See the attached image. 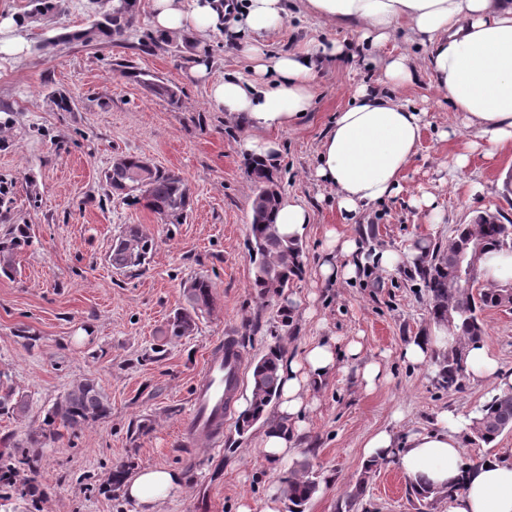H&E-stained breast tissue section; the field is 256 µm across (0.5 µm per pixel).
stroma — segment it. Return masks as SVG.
Masks as SVG:
<instances>
[{
  "label": "stroma",
  "mask_w": 512,
  "mask_h": 512,
  "mask_svg": "<svg viewBox=\"0 0 512 512\" xmlns=\"http://www.w3.org/2000/svg\"><path fill=\"white\" fill-rule=\"evenodd\" d=\"M288 19L265 40L269 50L299 51L317 39L351 44L350 29L305 12L303 0H288ZM32 0H0V20H20L23 49L0 52V107L14 123L0 136V237L16 225L30 244L15 257L13 276L0 275V381L23 397L19 413L0 414V453L34 461L33 494L0 482V512H140L112 471L164 467L181 472V491L157 512H236L240 499L261 505L281 490L301 461L319 474V489L306 512H344L347 493L361 477L362 446L374 432L431 425L437 414L473 411L496 388L466 382L450 391L435 368L407 364L402 348L432 322L419 270L400 266L381 275L367 269L355 281L319 284L318 261L325 232L359 237L364 247L401 251L421 239L447 245L457 225L479 213L512 220V149L486 157L469 153L456 185L446 164L465 150L467 135L448 141L437 133L454 117L420 63L425 47L398 33L391 52L407 53L418 68L411 83L394 88L401 102L426 110L430 125L399 193L343 220L327 189L311 177L320 138L348 105L360 84L382 88L380 70L364 58L329 61L316 81L315 105L295 127L277 132L281 151L273 165L283 198L308 205L314 222L302 238L304 272L293 286L304 303L281 324L276 306L263 303L251 286L253 261L248 225L255 186L240 149L244 131L233 116L208 99L210 82L225 74H248L249 60L224 37L181 32L156 36L151 0H140L134 30L112 45L73 40L53 51L46 38L85 28L112 0H65L64 10L29 19ZM206 44V77L190 72L199 44ZM135 71L179 89L178 105L151 95L132 79ZM74 100L57 111L52 93ZM466 151V150H465ZM135 154L179 173L192 192L186 223L163 224L147 209L108 198L103 171ZM435 196L439 223H430L413 203ZM129 224L154 235L157 248L139 276L117 274L108 262L112 241ZM214 284V305L186 337L162 341L169 316L183 307L186 280ZM483 343L512 372V309L482 315ZM236 336L243 356L238 393L250 389L253 360L270 347L296 355L324 336L360 340L366 358L383 361L388 378L374 391L360 385L356 366L341 360L338 371L311 392L315 406L287 464L264 462L261 425L238 436L235 418L224 423L221 447L186 443L179 428L210 351L225 335ZM163 357H155V344ZM94 379L107 393L105 418L73 431L46 420L57 398L73 383ZM358 512H420L396 463L371 475Z\"/></svg>",
  "instance_id": "35a3bbf8"
}]
</instances>
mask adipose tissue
<instances>
[{
	"mask_svg": "<svg viewBox=\"0 0 512 512\" xmlns=\"http://www.w3.org/2000/svg\"><path fill=\"white\" fill-rule=\"evenodd\" d=\"M305 8L319 19L356 29L357 47L314 40L298 52L263 50L259 39L283 26L288 0H240L230 12L222 0H152L150 23L162 35L184 29L203 36L227 25L230 38L250 60L252 75L230 74L211 82L209 99L246 129L240 148L247 156H276V133L296 126L313 107L323 60L377 50L402 26L426 47L433 86L455 116V126L440 131V138L466 130L471 136L469 150H483L488 157L512 147V0H306ZM427 126L425 111L379 90L357 87L350 104L323 135L314 177L329 189L341 214L384 202L400 190ZM326 251L318 275L321 282L336 283L354 279L358 268L370 264L382 273L403 264L420 265L429 248L421 242L403 253L385 250L369 256L359 238L331 229ZM457 341L454 329L435 322L410 337L402 354L411 365L427 366ZM362 351L359 341L340 349L329 339L310 344L301 354L282 356L275 414L259 438L266 463L282 465L293 455L311 409L308 392L336 370L339 359L360 363L365 390H374L385 380L382 363L364 359ZM466 362L471 380L493 383L501 393L512 392V373L503 371L483 344L470 346ZM469 425L468 416L445 411L432 427L403 437L388 429L375 432L362 454L369 460L395 458L407 481L426 480L442 488L460 475L462 441ZM182 484L176 471L143 468L125 479L124 492L142 512H155L157 503ZM448 512H512V460L494 458L474 470L465 490L449 498Z\"/></svg>",
	"mask_w": 512,
	"mask_h": 512,
	"instance_id": "ef3b65f1",
	"label": "adipose tissue"
}]
</instances>
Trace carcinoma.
<instances>
[{
	"label": "carcinoma",
	"instance_id": "cac0c4a2",
	"mask_svg": "<svg viewBox=\"0 0 512 512\" xmlns=\"http://www.w3.org/2000/svg\"><path fill=\"white\" fill-rule=\"evenodd\" d=\"M136 16L137 10L133 9L129 0H115L112 9L101 18L91 21L76 34H63L48 39L44 48L70 39L87 44H110L125 35L134 25ZM131 76L150 94L165 98L172 105L179 102L177 88L159 77L142 72H133ZM248 176L256 187L249 227L250 248L255 255L252 287L264 301H278L303 273V242L299 238L282 235L275 224L282 193H265L268 187L277 183L272 169L261 161L253 160L248 165ZM104 181L108 197L117 198L127 206L141 205L162 224H183L188 218L191 196L186 180L174 171L157 166L144 170L140 156L128 154L120 157L104 172ZM473 241L483 244L484 253L491 249L512 252V221L505 224L496 217L487 220L479 215L467 224L458 225L448 246L434 247L430 263L421 270L432 319L446 322L448 318H453L451 327L455 328L459 336L458 345L436 359L440 384L450 391H459L464 386L465 346L484 336L483 312L499 307L496 289L482 288L475 292L455 279L454 259ZM28 244L29 240L25 236H13L0 241V270L3 273L13 271L15 253ZM155 249L156 241L152 235L138 224H128L112 241L109 262L115 269L132 276L138 275L146 270ZM184 294L187 305L169 318L163 331L165 336L181 338L192 334L200 316L211 309L213 284L208 279L195 277L185 282ZM279 357L280 349L275 346L255 361L252 371L253 406L248 412L239 415V434H245L262 420L269 407L275 403ZM23 408L24 400L16 397L12 387L0 388V412H20ZM109 409L107 394L94 380L86 378L72 384L54 403L51 420H58L71 429H79L105 417ZM505 432H512V397L494 394L473 411L467 439L473 444L489 445ZM389 463L388 459L366 463L355 490L345 502L346 512H354L356 509L370 474ZM477 466V462L464 464L458 482L444 490L410 485L407 487L408 494L421 506L430 508L437 496L449 497L463 489L466 478ZM318 486L317 471L307 461L300 463L283 490L289 502L288 512H304Z\"/></svg>",
	"mask_w": 512,
	"mask_h": 512
}]
</instances>
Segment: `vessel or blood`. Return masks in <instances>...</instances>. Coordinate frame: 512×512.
I'll return each instance as SVG.
<instances>
[{"instance_id":"vessel-or-blood-1","label":"vessel or blood","mask_w":512,"mask_h":512,"mask_svg":"<svg viewBox=\"0 0 512 512\" xmlns=\"http://www.w3.org/2000/svg\"><path fill=\"white\" fill-rule=\"evenodd\" d=\"M243 373L242 355L235 337H226L207 359L195 389L192 406L181 427L185 442L208 441L220 445Z\"/></svg>"}]
</instances>
